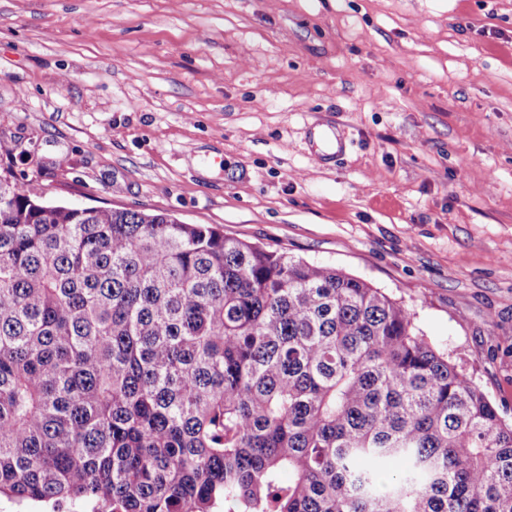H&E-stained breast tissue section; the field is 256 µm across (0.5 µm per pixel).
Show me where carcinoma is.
Here are the masks:
<instances>
[{
  "instance_id": "carcinoma-1",
  "label": "carcinoma",
  "mask_w": 512,
  "mask_h": 512,
  "mask_svg": "<svg viewBox=\"0 0 512 512\" xmlns=\"http://www.w3.org/2000/svg\"><path fill=\"white\" fill-rule=\"evenodd\" d=\"M512 512V423L364 280L0 171V497Z\"/></svg>"
}]
</instances>
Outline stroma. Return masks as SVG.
I'll use <instances>...</instances> for the list:
<instances>
[{"label":"stroma","instance_id":"obj_1","mask_svg":"<svg viewBox=\"0 0 512 512\" xmlns=\"http://www.w3.org/2000/svg\"><path fill=\"white\" fill-rule=\"evenodd\" d=\"M1 166L368 281L512 422V0H0Z\"/></svg>","mask_w":512,"mask_h":512}]
</instances>
